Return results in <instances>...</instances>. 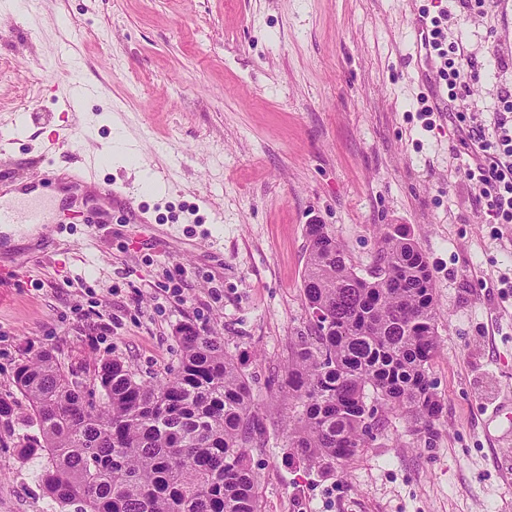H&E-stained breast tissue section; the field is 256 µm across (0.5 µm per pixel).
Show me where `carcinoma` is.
<instances>
[{
	"label": "carcinoma",
	"instance_id": "obj_1",
	"mask_svg": "<svg viewBox=\"0 0 512 512\" xmlns=\"http://www.w3.org/2000/svg\"><path fill=\"white\" fill-rule=\"evenodd\" d=\"M303 275L309 333L296 337L282 383L297 408L288 447L309 464L342 465L379 430L383 404L421 428L442 403L428 367L437 353L438 310L429 262L399 226L381 228L382 247L359 275L325 224H309ZM175 373L136 379L106 360L86 380L49 351L19 363L15 391L27 403L17 435L22 457L45 460L40 482L77 512H259L247 448L259 421L248 378L224 340L192 324L178 329ZM14 402L0 396V428H15Z\"/></svg>",
	"mask_w": 512,
	"mask_h": 512
}]
</instances>
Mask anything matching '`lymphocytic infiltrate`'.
<instances>
[{
    "label": "lymphocytic infiltrate",
    "instance_id": "1",
    "mask_svg": "<svg viewBox=\"0 0 512 512\" xmlns=\"http://www.w3.org/2000/svg\"><path fill=\"white\" fill-rule=\"evenodd\" d=\"M425 45L435 63L436 82L457 122L461 141L475 148L466 176L486 223L512 224V88L499 94V108L484 120L469 112L461 93L465 85L462 42L448 38L453 16L447 8L423 12Z\"/></svg>",
    "mask_w": 512,
    "mask_h": 512
}]
</instances>
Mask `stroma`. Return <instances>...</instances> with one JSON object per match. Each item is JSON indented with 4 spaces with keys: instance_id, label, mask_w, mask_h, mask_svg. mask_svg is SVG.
<instances>
[{
    "instance_id": "obj_1",
    "label": "stroma",
    "mask_w": 512,
    "mask_h": 512,
    "mask_svg": "<svg viewBox=\"0 0 512 512\" xmlns=\"http://www.w3.org/2000/svg\"><path fill=\"white\" fill-rule=\"evenodd\" d=\"M431 0H18L0 11V172L56 170L44 243L0 253V395L44 350L83 375L108 359L152 381L177 370L176 329L214 331L244 364L261 430L248 448L261 512H512V438L483 408L512 396V224L484 223L451 117L423 129L413 27ZM451 29L473 56L471 112L512 85V6L486 0ZM73 53L93 95L72 103ZM123 133L138 166L108 152ZM134 197L142 223L73 186L75 171ZM164 172L154 190L141 171ZM328 225L358 273L383 224L428 258L439 319L428 376L443 413L423 430L380 409L381 431L342 466L288 454L279 381L311 316L305 226ZM82 282L74 292V282ZM112 318L97 336L70 309ZM40 459L0 447V512H61Z\"/></svg>"
}]
</instances>
